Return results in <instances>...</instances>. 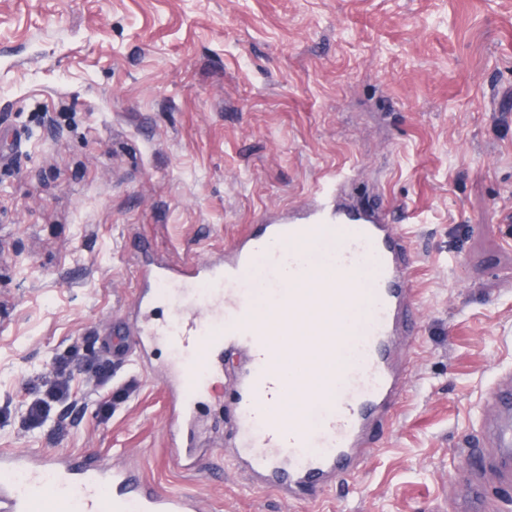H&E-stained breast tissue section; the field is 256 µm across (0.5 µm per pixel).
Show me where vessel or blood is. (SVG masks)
<instances>
[{
    "instance_id": "obj_1",
    "label": "vessel or blood",
    "mask_w": 512,
    "mask_h": 512,
    "mask_svg": "<svg viewBox=\"0 0 512 512\" xmlns=\"http://www.w3.org/2000/svg\"><path fill=\"white\" fill-rule=\"evenodd\" d=\"M412 267L411 245L386 206L351 202L334 183L287 217L247 225L230 259L155 264L135 293L133 324L111 333L133 339L118 348L122 358L157 339L176 351L164 380L177 422L207 390L225 347L243 351L232 457L265 488L317 502L372 456L403 402L410 367L399 347L418 330ZM201 285L216 288L206 308L191 304L170 324L148 325L169 289ZM489 398L502 410L484 420L464 458L476 493L450 512H500L484 481L512 482L511 372L495 379ZM196 509L92 455L36 460L0 451V512Z\"/></svg>"
}]
</instances>
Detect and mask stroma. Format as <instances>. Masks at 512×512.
Returning <instances> with one entry per match:
<instances>
[{
  "mask_svg": "<svg viewBox=\"0 0 512 512\" xmlns=\"http://www.w3.org/2000/svg\"><path fill=\"white\" fill-rule=\"evenodd\" d=\"M380 195L411 242L419 334L405 407L320 505L224 453L223 375L196 400L195 468L172 458L151 373L110 419L75 374L63 429L28 388L132 318L142 266L204 260L331 179ZM512 370V0H0V449L96 456L201 512H448L463 452Z\"/></svg>",
  "mask_w": 512,
  "mask_h": 512,
  "instance_id": "35a3bbf8",
  "label": "stroma"
}]
</instances>
